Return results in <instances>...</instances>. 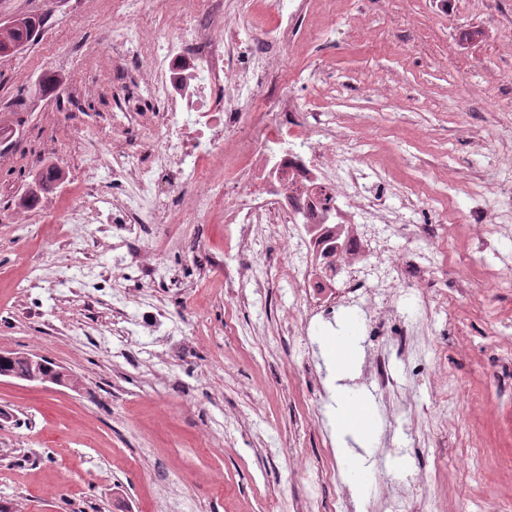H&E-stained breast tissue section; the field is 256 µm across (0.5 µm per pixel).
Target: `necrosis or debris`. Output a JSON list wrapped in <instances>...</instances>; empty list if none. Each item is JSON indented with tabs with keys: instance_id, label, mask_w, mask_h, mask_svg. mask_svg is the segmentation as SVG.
<instances>
[{
	"instance_id": "4bbe7bcc",
	"label": "necrosis or debris",
	"mask_w": 512,
	"mask_h": 512,
	"mask_svg": "<svg viewBox=\"0 0 512 512\" xmlns=\"http://www.w3.org/2000/svg\"><path fill=\"white\" fill-rule=\"evenodd\" d=\"M149 2L162 34L143 33L120 52L140 57L135 81L157 103L155 111L125 114L145 132L151 160L142 162V145L116 135L104 145L112 157L105 181L69 203L71 244L112 238L111 279L94 277L85 287L124 302L128 271L153 283L164 252L181 244L188 216L230 225L237 261L198 241L207 254L200 284L223 282L227 305L237 308L248 300L247 285L288 282L295 308L283 327H264L266 340L306 335L340 309L360 307L371 326L363 377L391 399L397 383L381 346L386 327L397 326L396 342L409 352L419 333L398 314L395 294L415 288L421 313L438 308L448 298L438 272L462 265L453 243L464 235L485 245L506 231L500 209L489 205L477 223L465 222L457 198L473 187L455 179L436 231L410 223L406 213L419 204L411 184L370 167L361 136L335 113L304 116L293 93L299 75L282 64L297 0H274L276 25L246 38L228 0ZM168 197L177 206L162 207ZM271 240L286 246L287 263L262 260L256 246ZM465 265L456 285L469 302L512 286L502 272Z\"/></svg>"
}]
</instances>
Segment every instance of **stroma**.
Listing matches in <instances>:
<instances>
[{
  "label": "stroma",
  "mask_w": 512,
  "mask_h": 512,
  "mask_svg": "<svg viewBox=\"0 0 512 512\" xmlns=\"http://www.w3.org/2000/svg\"><path fill=\"white\" fill-rule=\"evenodd\" d=\"M304 2L293 32L304 54L292 61L309 75L295 88L303 109L366 113L374 161L421 190L445 167L512 184V0L492 21L484 0H337L335 26L316 41L310 25L322 18L323 0ZM30 12L43 16L39 34L0 59V121L14 130L0 142V350L40 354L76 375L80 387L0 377V512H157L171 490L184 497L186 512H266L268 497L304 499V473L325 450L319 431L295 427L308 400L318 402L324 429H336L339 382L322 345L335 326L285 336L253 364L232 350L255 341L260 325L278 323L293 304L291 288L251 287L250 305L230 311L224 294L210 288L191 300L182 287L131 279L127 290H149L155 305L180 318L181 332L125 334L118 311L76 281L111 274V251L69 246L59 221L72 191L96 182L99 150L120 122L113 99L120 74L110 52L125 34L114 27L112 0H0V23ZM75 70L86 79L80 93L38 92L46 76L62 80ZM370 82L389 84L391 96L366 95ZM465 83L481 92L464 102L458 89ZM50 165L61 178L45 187L38 176ZM185 235V246L163 257L183 284L198 278L197 238L236 262L223 226L189 224ZM50 244L64 250L66 267L23 286L27 265ZM460 330L471 340L464 355L455 349ZM507 333L512 291L492 288L462 323L437 309L413 357L387 343L412 421L388 418L355 365L342 383L369 397L380 427L370 485L352 512H371L380 482L406 486L410 474L431 473L440 459L448 463L446 512H472L478 494L512 499V469L502 466L512 459V364L495 346ZM432 339L448 348L451 379L466 392H488L470 426L499 465L477 481L459 482L466 451L436 426ZM309 359L321 383L303 373Z\"/></svg>",
  "instance_id": "35a3bbf8"
}]
</instances>
